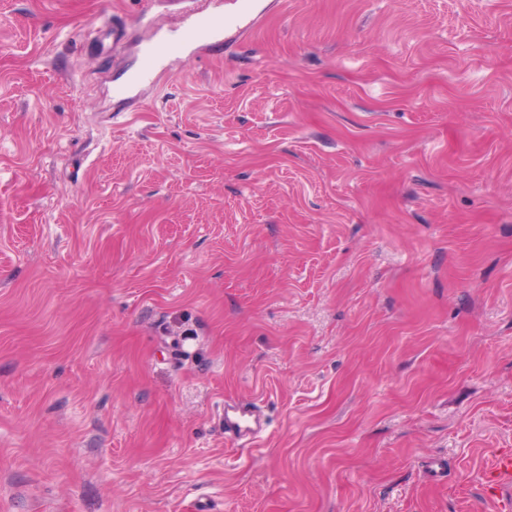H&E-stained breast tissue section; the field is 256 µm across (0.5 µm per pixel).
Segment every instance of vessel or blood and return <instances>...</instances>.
Segmentation results:
<instances>
[{
    "label": "vessel or blood",
    "mask_w": 512,
    "mask_h": 512,
    "mask_svg": "<svg viewBox=\"0 0 512 512\" xmlns=\"http://www.w3.org/2000/svg\"><path fill=\"white\" fill-rule=\"evenodd\" d=\"M208 9L199 11L195 21L177 37H164L143 50L144 66L134 76V84L149 82L163 59L186 48L205 50L222 42L236 40L252 32L265 17L255 0H209ZM264 428L256 408L236 402L224 406L225 438L243 443ZM482 491L493 512H512V448L495 452L482 473Z\"/></svg>",
    "instance_id": "1"
}]
</instances>
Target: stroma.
<instances>
[{"mask_svg": "<svg viewBox=\"0 0 512 512\" xmlns=\"http://www.w3.org/2000/svg\"><path fill=\"white\" fill-rule=\"evenodd\" d=\"M198 9L0 0V512H490L512 0H280L121 94ZM263 428V419L254 406L240 402L224 404L225 438L243 444Z\"/></svg>", "mask_w": 512, "mask_h": 512, "instance_id": "35a3bbf8", "label": "stroma"}]
</instances>
